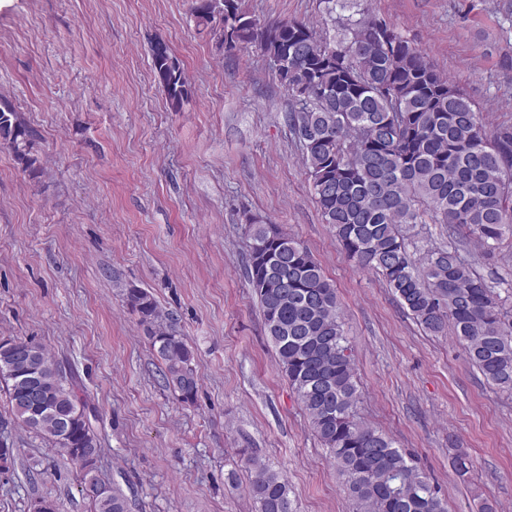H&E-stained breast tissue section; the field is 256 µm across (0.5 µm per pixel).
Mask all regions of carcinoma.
Returning a JSON list of instances; mask_svg holds the SVG:
<instances>
[{
  "mask_svg": "<svg viewBox=\"0 0 512 512\" xmlns=\"http://www.w3.org/2000/svg\"><path fill=\"white\" fill-rule=\"evenodd\" d=\"M360 0H324L331 19L354 10L326 38L306 21L263 24L242 0H192L196 26L224 49L257 43L267 57L288 50L290 134L301 150L322 220L349 260L377 273L398 304L427 332L453 329L469 362L497 389L512 393V282H492L463 255L476 242L487 258L512 241V124L487 128L483 114L396 28L374 30ZM347 59L336 65V50ZM151 67L170 104L191 95L184 69L168 45L151 49ZM35 132L12 105L0 102V140L31 180L42 174ZM251 246L245 277L263 316L283 376L343 478L355 512H447V504L412 454L359 420L361 393L354 353L345 335L336 288L300 240L257 215L245 216ZM417 224L448 225V244L409 242ZM125 302L162 362L161 376L184 403L195 402L194 353L153 294L132 286ZM26 355L0 346V383L14 418L29 432L73 452L101 439L86 413L87 396L46 352L20 340ZM36 366L40 396L30 398L22 374ZM238 455L252 472L255 512H293L287 477ZM94 512H131L123 491L98 468L82 489Z\"/></svg>",
  "mask_w": 512,
  "mask_h": 512,
  "instance_id": "1",
  "label": "carcinoma"
}]
</instances>
